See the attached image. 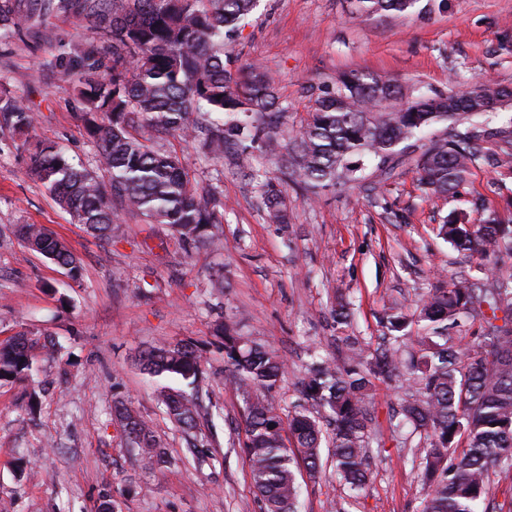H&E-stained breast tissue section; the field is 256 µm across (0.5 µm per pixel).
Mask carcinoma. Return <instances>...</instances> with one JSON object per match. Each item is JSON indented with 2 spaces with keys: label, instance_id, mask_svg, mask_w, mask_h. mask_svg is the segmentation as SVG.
Segmentation results:
<instances>
[{
  "label": "carcinoma",
  "instance_id": "carcinoma-1",
  "mask_svg": "<svg viewBox=\"0 0 512 512\" xmlns=\"http://www.w3.org/2000/svg\"><path fill=\"white\" fill-rule=\"evenodd\" d=\"M418 2L355 0V13L404 14ZM257 6L258 0H0V42L50 44L54 21L61 18L88 33L65 67L75 77L83 131L97 149L95 167L76 165L63 148L41 143L30 156V170L93 237L112 239L120 223L108 201L112 196L184 239H205L213 247L221 242L213 232L224 223L217 188L199 185L177 154L148 144L146 129L197 141L229 165L264 151L277 159L282 182L294 178L312 188L357 181L354 157L370 156L390 172L399 162V146L439 123L448 124V134L414 160L425 190L457 194L485 157L479 119L508 87L481 83L422 93L399 109L374 112L371 106L395 96L396 88L354 71L320 89L304 124L284 140L288 104L275 80L255 64L242 70L224 59V47ZM34 121L10 91L0 89V130L21 137ZM493 164L512 170L511 136H502ZM249 178L264 189L268 219L287 223L281 190L268 173L253 169ZM16 233L29 249L80 278V258L52 231L21 224ZM438 234L459 252L512 254V227L494 213L483 224H470L464 213L453 212ZM331 316L346 331L350 303L340 302ZM476 316L484 322L481 336L472 345L458 344L448 330ZM383 328L398 346L373 349L356 336L341 337L343 363L312 361L301 381L305 403L286 416L272 398L284 359L231 324L217 328L225 379L243 398L241 452L263 512H298L300 459L315 478L326 453L350 490L365 486L367 448L378 442L368 412L376 381L403 390L396 428L411 429L422 444L423 512H502L488 492L493 477L512 474V278L496 280L493 288L466 278L433 288L417 314L389 313ZM37 344L24 333L0 342V382L34 380ZM138 363L152 377L195 387L203 381L202 355L192 342L153 347L139 354ZM157 400L171 422L194 428L197 395L163 386ZM112 412L151 467L171 464L149 421L121 400L113 402Z\"/></svg>",
  "mask_w": 512,
  "mask_h": 512
}]
</instances>
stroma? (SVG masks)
<instances>
[{"label": "stroma", "instance_id": "stroma-1", "mask_svg": "<svg viewBox=\"0 0 512 512\" xmlns=\"http://www.w3.org/2000/svg\"><path fill=\"white\" fill-rule=\"evenodd\" d=\"M56 31L53 44L0 45V59L11 61L0 67V87L34 113L31 141L59 144L89 164L95 148L77 118L72 77L57 64L85 32L63 20ZM227 52L235 65L256 63L275 78L295 130L307 117L306 87L344 72L395 83V107L478 82L512 87V0H419L408 14L372 17L356 16L351 0H261ZM164 147L183 155L202 185H218L223 251L131 210L112 240L89 236L33 179L28 152L0 132V341L23 332L57 341L54 354L38 358L46 394L36 414L26 410L25 385L0 383V502L9 512H97L105 498L119 512H263L231 446L244 435L243 402L224 380V354L212 342L218 324H235L286 360L275 392L286 409L300 398L310 351L342 356L330 316L338 296L351 304V333L378 345L382 317L414 314L431 288L461 277L486 288L512 274V257L459 253L437 231L455 210L473 224L491 213L512 221L507 170L480 165L458 195L438 198L421 188L412 162L387 174L369 160L356 183L309 194L289 182L288 221L271 224L247 174L277 177L272 158L256 153L224 168L179 139ZM21 224L62 237L82 261L81 279L25 248L14 234ZM219 276L220 290L212 286ZM188 340L208 344L196 434L210 458L200 466L159 407L160 379L136 364L148 348ZM118 397L153 422L171 468L146 470L112 414ZM398 408L397 388L377 384L369 411L380 444L369 450L367 484L351 491L329 464L316 479L299 469L301 512H329L336 500L349 512H421L420 451L398 448Z\"/></svg>", "mask_w": 512, "mask_h": 512}]
</instances>
